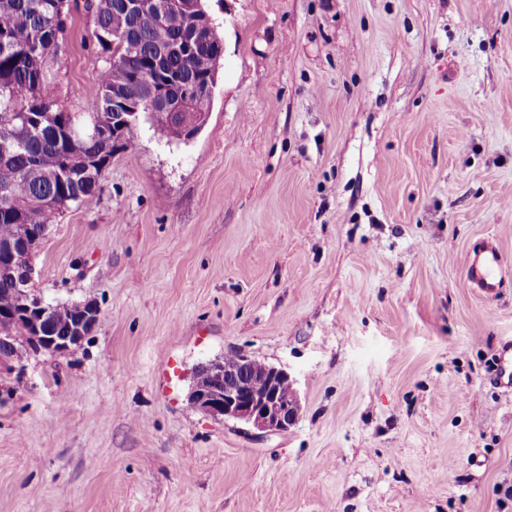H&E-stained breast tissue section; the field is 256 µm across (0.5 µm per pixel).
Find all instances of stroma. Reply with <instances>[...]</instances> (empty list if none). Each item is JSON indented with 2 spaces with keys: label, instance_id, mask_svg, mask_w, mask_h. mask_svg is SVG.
<instances>
[{
  "label": "stroma",
  "instance_id": "35a3bbf8",
  "mask_svg": "<svg viewBox=\"0 0 512 512\" xmlns=\"http://www.w3.org/2000/svg\"><path fill=\"white\" fill-rule=\"evenodd\" d=\"M223 40L189 143L148 128L33 257L74 352L0 399V512H512V0H206ZM71 0L69 112L105 67ZM289 371L301 413L259 440L196 410V368ZM510 274L502 267V256L492 243H486L469 256L466 281L484 295L494 297L503 288ZM492 376L496 385L512 390V339L503 342L497 349Z\"/></svg>",
  "mask_w": 512,
  "mask_h": 512
}]
</instances>
